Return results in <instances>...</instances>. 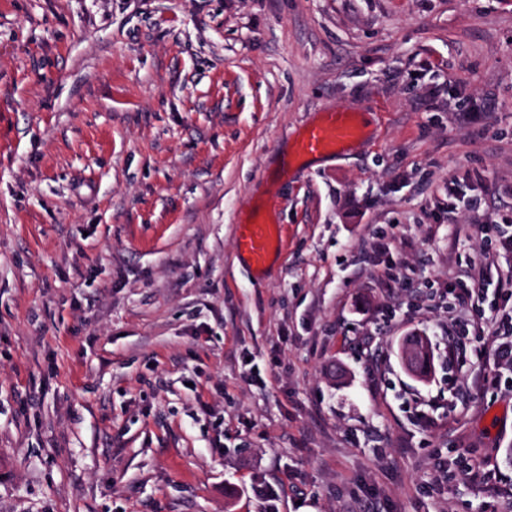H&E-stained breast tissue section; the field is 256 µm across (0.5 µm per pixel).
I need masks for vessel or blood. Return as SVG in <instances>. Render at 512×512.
<instances>
[{"label":"vessel or blood","mask_w":512,"mask_h":512,"mask_svg":"<svg viewBox=\"0 0 512 512\" xmlns=\"http://www.w3.org/2000/svg\"><path fill=\"white\" fill-rule=\"evenodd\" d=\"M366 132L356 112L339 109L306 127L294 141L295 158H317L343 154L350 146L364 140ZM278 225L253 217L240 226L238 249L256 270H263L272 253L280 247Z\"/></svg>","instance_id":"1"}]
</instances>
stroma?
Listing matches in <instances>:
<instances>
[{
  "mask_svg": "<svg viewBox=\"0 0 512 512\" xmlns=\"http://www.w3.org/2000/svg\"><path fill=\"white\" fill-rule=\"evenodd\" d=\"M511 211L512 0H0V512H512ZM365 137L356 112L350 109L326 112L319 122L306 127L296 137L294 156L309 159L340 155ZM501 221L503 224H476L478 233L480 236H486L489 232L496 231L501 234L500 247L498 250L490 251L484 254V261L480 264L478 269H474V272L471 273V279L474 284L480 285L485 276V271L489 267L494 266L498 261V257L500 255V251L508 252L511 256L512 254V215L502 216ZM510 228V232L508 231ZM281 236L278 224L252 217L240 224L239 252L257 270H263L273 252L280 247ZM478 321H474L471 325L475 330L476 336H496L497 333H501V330H505L506 328H508V330L512 333L511 307L507 313H502L500 317L497 315L495 317L493 316L491 318L484 319L483 316H481ZM476 324L477 326H475Z\"/></svg>",
  "mask_w": 512,
  "mask_h": 512,
  "instance_id": "stroma-1",
  "label": "stroma"
}]
</instances>
